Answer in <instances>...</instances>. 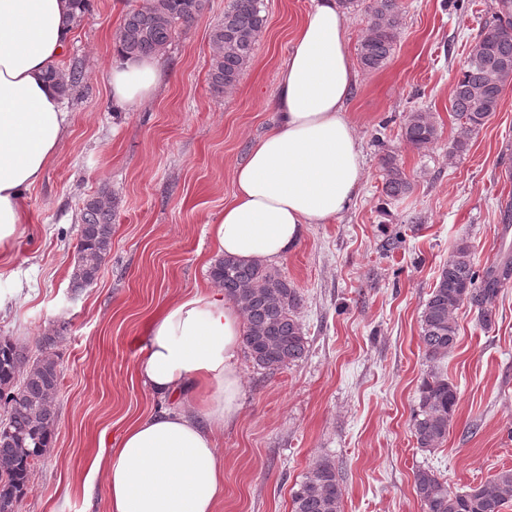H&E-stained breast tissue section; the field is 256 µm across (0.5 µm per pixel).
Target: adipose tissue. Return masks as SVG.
Returning <instances> with one entry per match:
<instances>
[{"mask_svg":"<svg viewBox=\"0 0 512 512\" xmlns=\"http://www.w3.org/2000/svg\"><path fill=\"white\" fill-rule=\"evenodd\" d=\"M278 77L279 122L233 173L232 198L210 226L218 254L271 261L306 225L327 224L359 195L365 170L345 106L355 85L348 20L337 0H313ZM71 0H0V254L22 232L25 190L41 179L69 113L48 74L71 39ZM164 78L158 57L117 58L112 98L132 110ZM241 308L210 287L168 302L138 378L174 407L130 424L98 456L109 512H216L224 493L219 435L240 413Z\"/></svg>","mask_w":512,"mask_h":512,"instance_id":"obj_1","label":"adipose tissue"}]
</instances>
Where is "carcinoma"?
Wrapping results in <instances>:
<instances>
[{
    "mask_svg": "<svg viewBox=\"0 0 512 512\" xmlns=\"http://www.w3.org/2000/svg\"><path fill=\"white\" fill-rule=\"evenodd\" d=\"M206 2L144 0L123 17L116 35L119 54L136 58L165 52L177 31L203 13ZM492 7L493 21L475 38L449 99V110L466 134L485 125L497 111L503 90L512 84V0H492ZM368 9V31L358 55L363 68L378 70L392 55L403 12L399 0H372ZM266 23L262 0H229L224 19L210 33V80L215 92L235 86L253 58L257 37ZM49 78L68 97L80 75L75 69L56 68ZM402 136L420 149L437 140L438 129L429 113L414 111L406 116ZM381 164L386 196L400 199L412 191L411 180L393 155H384ZM113 210L112 193L106 189L83 202L70 281L75 291L97 280L111 251ZM210 277L241 307L243 343L254 365L275 370L306 358L308 341L297 316L300 296L277 267L260 259L244 262L224 256L212 265ZM511 281V257L480 273L464 239L457 242L440 269L420 323L424 354L433 366L418 388L412 423L417 447L431 451L443 445L457 406V387L435 366L457 344L455 311L467 303L477 309L484 326H491L496 299ZM64 330L62 325L45 336L43 353L32 362L17 344L0 339V402L4 405L0 417V504L8 505L9 512H16L31 467L52 438L61 378L54 348ZM414 490L423 512H503L512 500V470H503L460 492L434 471L419 468L414 472ZM341 504L336 467L327 459L315 462L292 492V512H341Z\"/></svg>",
    "mask_w": 512,
    "mask_h": 512,
    "instance_id": "carcinoma-1",
    "label": "carcinoma"
}]
</instances>
